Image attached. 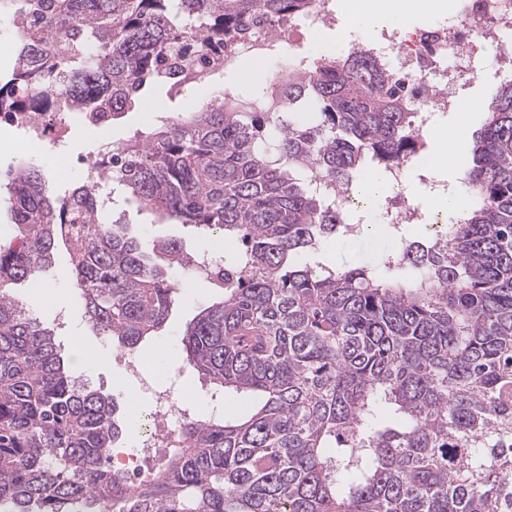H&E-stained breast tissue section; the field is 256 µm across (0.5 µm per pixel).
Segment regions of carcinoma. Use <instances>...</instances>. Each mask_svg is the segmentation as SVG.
Returning a JSON list of instances; mask_svg holds the SVG:
<instances>
[{"label":"carcinoma","instance_id":"obj_1","mask_svg":"<svg viewBox=\"0 0 512 512\" xmlns=\"http://www.w3.org/2000/svg\"><path fill=\"white\" fill-rule=\"evenodd\" d=\"M310 0H0L18 50L2 112L118 119L201 21L218 42L235 18L300 13ZM272 157L246 116L214 103L90 165L140 206L242 249L240 275L187 327L181 354L226 392L257 393L233 424L195 417L165 466L116 469L131 424L71 379L55 329L10 289L41 277L59 246L91 330L121 350L153 343L203 275L178 239L150 256L103 222L82 183L47 189L22 162L9 182L16 235L0 244V512H512V84L485 107L465 216L429 251L392 245L380 268H314L299 256L344 215L295 172L331 181L383 173L413 150L410 113L374 61L318 60L288 90Z\"/></svg>","mask_w":512,"mask_h":512}]
</instances>
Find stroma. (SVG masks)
Returning a JSON list of instances; mask_svg holds the SVG:
<instances>
[{
    "label": "stroma",
    "mask_w": 512,
    "mask_h": 512,
    "mask_svg": "<svg viewBox=\"0 0 512 512\" xmlns=\"http://www.w3.org/2000/svg\"><path fill=\"white\" fill-rule=\"evenodd\" d=\"M261 89L260 81L249 77L243 69L204 78L180 93L166 87L151 88L144 96V107L128 110L113 122L106 135H99L79 120L63 141L48 139L37 145L29 144L16 128L0 123V198L7 196V174L22 156L34 155L46 173L50 190L61 193L67 182H82V160L93 158L104 142L137 139L147 128L149 107H160L163 112L175 116L190 107L207 106L217 93L226 90L248 98L257 96ZM119 209L132 232L142 238L146 247H153L156 241L165 238L183 239L195 252L209 247L207 240L189 236L182 225L153 222L136 203L120 204ZM391 245V237L384 232L364 229L354 236L330 239L317 251L303 255L302 260L313 267L373 268L382 252ZM180 288V299L169 316L163 336L136 351L142 374L138 380L126 373L111 341L93 334L86 323L81 302L72 286L71 264L66 252L58 253L41 287L24 285L15 289L14 294L45 323H53L57 315L66 316V327L56 333L57 342L70 349L79 340L98 353L97 362L72 364L73 378L111 394L117 404H125L133 397L137 400V412L151 413L155 409L156 391L175 379L183 397L194 404L199 415L233 416L243 407V399L211 389L205 377L188 366L180 355V341L187 324L214 301L217 291L205 280L191 277L183 278Z\"/></svg>",
    "instance_id": "obj_1"
}]
</instances>
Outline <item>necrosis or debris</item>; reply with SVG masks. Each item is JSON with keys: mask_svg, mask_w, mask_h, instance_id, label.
<instances>
[{"mask_svg": "<svg viewBox=\"0 0 512 512\" xmlns=\"http://www.w3.org/2000/svg\"><path fill=\"white\" fill-rule=\"evenodd\" d=\"M343 11L332 0H312L310 8L301 14H287L278 19L262 15L242 18L236 31L226 41L223 50L198 49L197 75L207 77L216 70L238 68L244 61L275 62L274 70L266 72L262 82L264 94L256 102H246L228 93L224 96L225 110L252 112L269 116L285 107L290 84L309 78L315 69L297 46L306 34L348 26ZM353 52L372 57L389 80L403 83V102L414 117L417 129L416 154L392 164L388 180L392 194L380 216L381 223L396 227L402 224H423V210L403 192L405 170L427 155L425 128L431 114L456 110L460 101L455 88L460 81L480 78L487 57H494L496 77L512 80V0H461L457 22L448 26L401 34H388L382 42L367 38L355 39ZM454 56V69L443 67L447 56ZM69 112H5L0 121L23 129L28 141L40 142L46 136L64 138L73 122ZM191 405L169 392L161 393L152 415V431L145 451L125 458L126 470L138 471L151 449L166 447L191 416Z\"/></svg>", "mask_w": 512, "mask_h": 512, "instance_id": "obj_1", "label": "necrosis or debris"}]
</instances>
